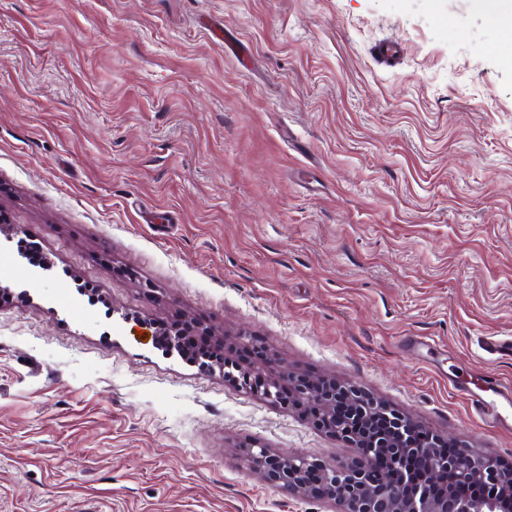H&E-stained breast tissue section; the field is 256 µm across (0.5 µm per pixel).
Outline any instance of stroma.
Listing matches in <instances>:
<instances>
[{"instance_id":"obj_1","label":"stroma","mask_w":512,"mask_h":512,"mask_svg":"<svg viewBox=\"0 0 512 512\" xmlns=\"http://www.w3.org/2000/svg\"><path fill=\"white\" fill-rule=\"evenodd\" d=\"M501 46L473 0H0V512H331L238 446L351 445L141 333L180 315L511 466L457 391L512 380Z\"/></svg>"}]
</instances>
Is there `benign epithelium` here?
Masks as SVG:
<instances>
[{
  "instance_id": "benign-epithelium-1",
  "label": "benign epithelium",
  "mask_w": 512,
  "mask_h": 512,
  "mask_svg": "<svg viewBox=\"0 0 512 512\" xmlns=\"http://www.w3.org/2000/svg\"><path fill=\"white\" fill-rule=\"evenodd\" d=\"M151 336L171 349H182L179 336L156 322ZM224 379L289 410L303 412L315 425L349 441L359 451L351 461H311L298 454L280 455L262 446L245 447L262 477L292 497L331 503L335 512H512V467L453 439L434 434L413 439L418 423L363 389L333 379L314 381L301 373L270 376L260 368L241 375L222 363ZM412 457L432 474L453 471L467 483L483 484L473 498L452 499L422 489L405 495L397 473Z\"/></svg>"
}]
</instances>
